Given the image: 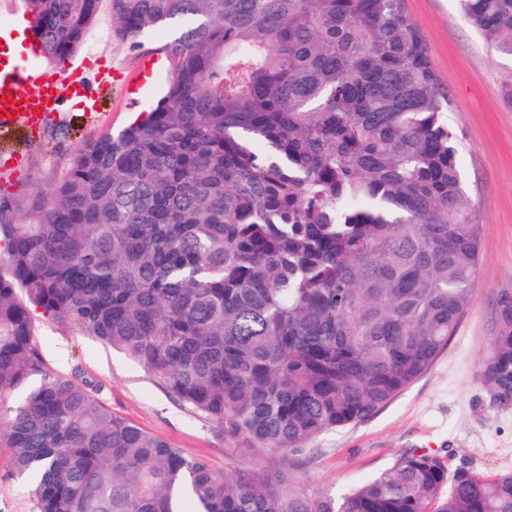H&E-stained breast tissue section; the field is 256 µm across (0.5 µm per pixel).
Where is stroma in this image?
I'll use <instances>...</instances> for the list:
<instances>
[{
	"instance_id": "stroma-1",
	"label": "stroma",
	"mask_w": 512,
	"mask_h": 512,
	"mask_svg": "<svg viewBox=\"0 0 512 512\" xmlns=\"http://www.w3.org/2000/svg\"><path fill=\"white\" fill-rule=\"evenodd\" d=\"M443 88L446 117L458 137V160L481 226L479 278L447 349L431 369L368 419L323 433L295 475L311 488L342 491L389 466L409 449L467 464L479 474L512 472V404H500L478 378L501 294L512 292V58L491 52L462 17L459 0H404ZM169 31L118 38L109 4L90 26L72 60L99 93L98 110L62 97L40 135H0V151L21 152L22 166L0 184L7 194L48 191L74 166L86 145L119 132L161 98L157 75L141 102L127 82L160 55ZM34 341L50 370L96 388L113 413L189 456H205L216 471L226 462L224 434L181 404L124 354L69 323L35 319ZM0 512H37L0 435Z\"/></svg>"
}]
</instances>
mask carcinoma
<instances>
[{
  "label": "carcinoma",
  "instance_id": "cac0c4a2",
  "mask_svg": "<svg viewBox=\"0 0 512 512\" xmlns=\"http://www.w3.org/2000/svg\"><path fill=\"white\" fill-rule=\"evenodd\" d=\"M53 61L101 0H24ZM165 95L48 194L0 195V418L38 512H512V472L410 450L346 491L217 473L46 367L34 311L132 359L232 451L300 459L448 347L479 275L448 96L403 0H110ZM512 58V0H461ZM512 402V293L479 373Z\"/></svg>",
  "mask_w": 512,
  "mask_h": 512
}]
</instances>
